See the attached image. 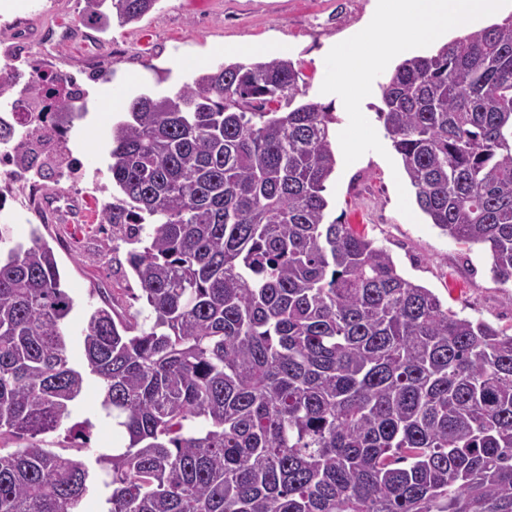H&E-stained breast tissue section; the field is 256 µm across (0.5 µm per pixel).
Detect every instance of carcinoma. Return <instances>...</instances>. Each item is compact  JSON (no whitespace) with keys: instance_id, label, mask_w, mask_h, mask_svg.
<instances>
[{"instance_id":"cac0c4a2","label":"carcinoma","mask_w":512,"mask_h":512,"mask_svg":"<svg viewBox=\"0 0 512 512\" xmlns=\"http://www.w3.org/2000/svg\"><path fill=\"white\" fill-rule=\"evenodd\" d=\"M81 2L107 27L158 0ZM299 80L286 58L222 64L129 102L100 223L132 245L149 315L111 293L80 366L53 251L0 224V437L57 431L93 376L128 438L92 464L0 447V512H81L102 476L107 512H512V336L327 220L333 108L271 107L306 95ZM63 82L0 75V107L42 91L62 126L83 111ZM382 91L420 210L512 281V16L402 61ZM11 138L32 168L40 135L0 123Z\"/></svg>"}]
</instances>
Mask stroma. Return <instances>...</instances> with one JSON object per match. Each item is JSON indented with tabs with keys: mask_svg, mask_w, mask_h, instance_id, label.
I'll use <instances>...</instances> for the list:
<instances>
[{
	"mask_svg": "<svg viewBox=\"0 0 512 512\" xmlns=\"http://www.w3.org/2000/svg\"><path fill=\"white\" fill-rule=\"evenodd\" d=\"M79 0H12L0 12V57L14 66L75 76L89 90L88 114L69 133L77 163L62 180L76 202L73 223L38 225L32 207L17 202L25 188L39 185L35 172L11 180L0 177L6 197L0 224L13 228L18 241L38 231L53 249L62 283L75 300L69 321L72 341H79L85 317L101 306L95 291L118 288L129 312L142 310L138 286L127 264L129 246L99 224L105 202L112 199L107 171L111 129L117 116L104 112L102 91L112 87L126 99L143 93L168 94L191 80L190 60L205 66L234 63L223 47L241 41L272 40L288 44V57L303 74L307 100L321 101L327 47L364 27L372 0H160L139 21L100 31L78 21ZM101 72L110 81L98 80ZM329 218L351 224L392 256L398 271L429 288L459 316L483 320L512 335V282L490 273L488 255L455 241L430 224L424 214L410 219L398 209V192L388 161L364 154L352 165L337 162L327 183ZM100 384L88 379L74 408L72 423L81 434L59 429L46 436L44 447L63 453L84 448H116L120 436L100 416Z\"/></svg>",
	"mask_w": 512,
	"mask_h": 512,
	"instance_id": "stroma-1",
	"label": "stroma"
}]
</instances>
